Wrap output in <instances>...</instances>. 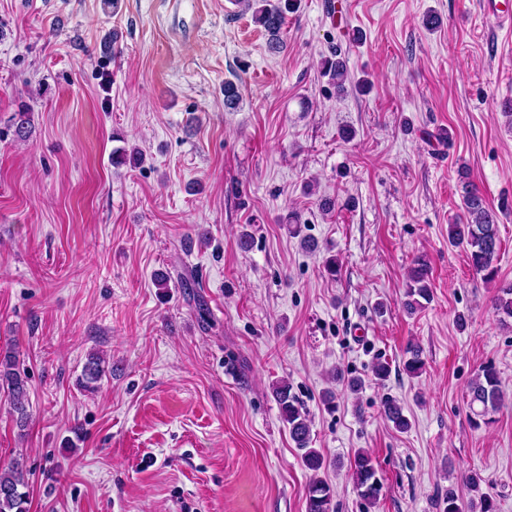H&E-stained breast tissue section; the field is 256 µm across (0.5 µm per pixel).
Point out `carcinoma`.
<instances>
[{
	"label": "carcinoma",
	"instance_id": "cac0c4a2",
	"mask_svg": "<svg viewBox=\"0 0 512 512\" xmlns=\"http://www.w3.org/2000/svg\"><path fill=\"white\" fill-rule=\"evenodd\" d=\"M245 9L252 11L255 24L264 29L269 37V48L277 51L282 46L281 33L286 23L287 13L295 8V0H241ZM322 67L326 74L342 88L347 80L346 66L342 58H324ZM241 101L239 86L233 81L224 82V107L228 110L238 108ZM462 207L464 221L448 225V243L462 248L470 265L476 273L487 281L498 278V256L501 240L498 234L496 213L487 205L485 199L469 182L462 184ZM429 266L423 257L413 261L408 271V283L405 291L404 308L413 314L430 301ZM494 309L500 315L501 322L512 319V281L498 285L494 299ZM408 359L404 370L409 375H417L423 368L422 350L417 345L407 349ZM106 359L100 355H91L84 366L79 386L93 391L105 376ZM0 387L7 390L16 423L23 428L28 419L27 377L21 373L15 351L8 347L0 348ZM468 392L470 396L471 422L479 428L494 423V415L500 411L506 401L500 377L491 366L481 368L471 379ZM273 395L280 410L282 422L296 446L304 450L302 460L305 466L315 472L307 489V512H335L333 490L327 481L316 475L323 466L321 454L309 447L310 420L303 405L290 394L288 382L282 381L273 387ZM383 413L387 421L400 432L409 429L410 422L403 413L400 404L391 398L384 401ZM351 471L361 498L371 505L380 500L383 484L373 457L363 450L355 453L351 462ZM466 486L474 492L470 508L478 512H496L493 500L480 492L483 478L477 472L469 474ZM28 480L24 461L18 457L7 467L0 469V512H29ZM440 512H462L461 497L456 487L448 486L441 499Z\"/></svg>",
	"mask_w": 512,
	"mask_h": 512
}]
</instances>
